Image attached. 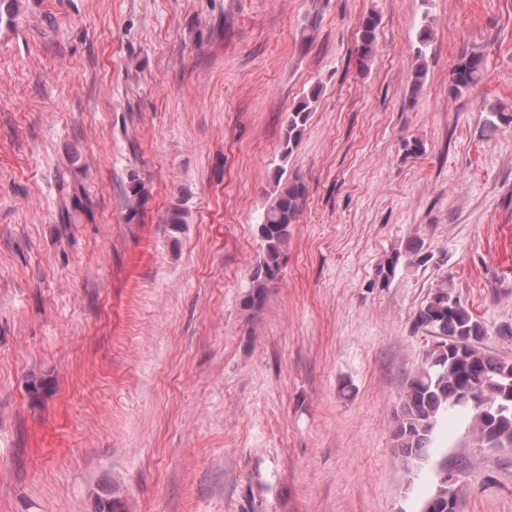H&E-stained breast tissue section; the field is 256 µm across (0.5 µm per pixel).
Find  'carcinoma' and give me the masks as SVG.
I'll use <instances>...</instances> for the list:
<instances>
[{"mask_svg":"<svg viewBox=\"0 0 512 512\" xmlns=\"http://www.w3.org/2000/svg\"><path fill=\"white\" fill-rule=\"evenodd\" d=\"M378 17L363 19L357 42V63L365 70L376 47ZM430 24L418 34L419 46L411 68L412 89L418 90L426 74V45L432 39ZM484 70L479 53H463L450 69L448 93L458 96L476 86ZM319 87L290 112L283 133L282 160H287L302 138L312 112ZM492 119L487 130L512 124V114L503 107L490 108ZM277 197L258 218L257 233L261 252L250 274V291L246 306L260 305L270 283L282 268L290 226L297 222L306 197V186L298 177H285V168L276 169ZM432 256L416 243L408 254L394 252L376 270L374 283L384 288L402 263L425 265ZM415 330H427L435 341L425 351L415 375L402 395L400 413L395 418V448L404 464L419 468L431 459L436 431L451 414L469 417V431L481 448L512 449V360L499 358L482 347L484 325L457 295L453 280L443 278L420 306L413 321ZM448 464L439 463L430 493L423 499L419 512H456L448 507V486L440 474Z\"/></svg>","mask_w":512,"mask_h":512,"instance_id":"cac0c4a2","label":"carcinoma"}]
</instances>
